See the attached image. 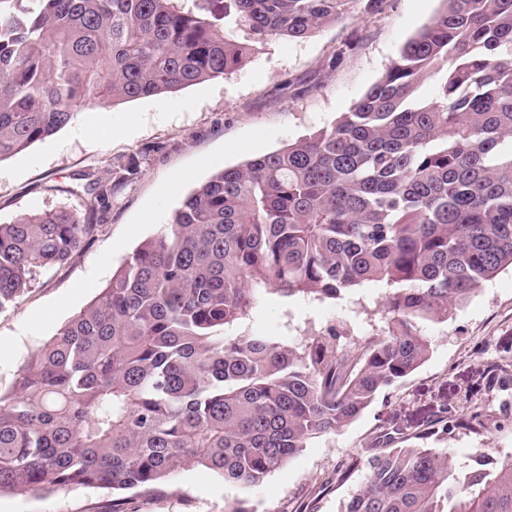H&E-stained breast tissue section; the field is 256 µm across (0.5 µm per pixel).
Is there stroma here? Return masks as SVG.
Masks as SVG:
<instances>
[{
	"instance_id": "1",
	"label": "stroma",
	"mask_w": 512,
	"mask_h": 512,
	"mask_svg": "<svg viewBox=\"0 0 512 512\" xmlns=\"http://www.w3.org/2000/svg\"><path fill=\"white\" fill-rule=\"evenodd\" d=\"M442 0H385L380 14L353 12L304 39H271L242 68L178 91L81 109L54 135L0 161V223L57 207L85 212L86 175L108 178L130 158L137 177L113 198L98 230L66 262L40 272L32 288L0 311V392L10 393L20 366L84 309L146 239L170 223L199 184L247 158L332 126L398 58L404 44L442 8ZM359 35L338 67L336 47ZM386 288L366 282L335 299L267 294L243 320L242 333L300 346L334 334L362 349L386 336ZM428 360L383 392L357 419L312 438L260 486L245 488L202 468H186L150 487L128 490L125 512H339L363 474L339 471L385 430L410 443L445 448L461 464L475 449L512 455V271L485 283L447 321L422 328ZM479 422L460 423L464 401ZM448 413L447 431L433 421ZM107 490L71 487L5 492L0 512H111Z\"/></svg>"
}]
</instances>
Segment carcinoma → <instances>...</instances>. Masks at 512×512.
<instances>
[{"instance_id": "obj_1", "label": "carcinoma", "mask_w": 512, "mask_h": 512, "mask_svg": "<svg viewBox=\"0 0 512 512\" xmlns=\"http://www.w3.org/2000/svg\"><path fill=\"white\" fill-rule=\"evenodd\" d=\"M384 2L0 0V160L88 105L222 77L269 39ZM442 2L341 119L197 186L20 367L0 394V493L119 492L189 467L256 487L417 370L421 325L512 269V0ZM138 169L90 180L83 216L0 224V311L83 247ZM363 282L388 288L389 322L358 356L334 334L294 348L236 333L266 293L334 299ZM475 455L462 472L386 431L339 474L366 469L340 512H512V456Z\"/></svg>"}]
</instances>
